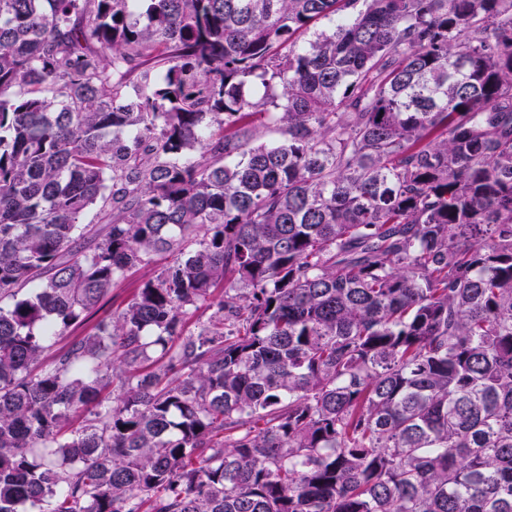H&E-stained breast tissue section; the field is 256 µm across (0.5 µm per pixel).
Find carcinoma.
<instances>
[{"label": "carcinoma", "instance_id": "cac0c4a2", "mask_svg": "<svg viewBox=\"0 0 512 512\" xmlns=\"http://www.w3.org/2000/svg\"><path fill=\"white\" fill-rule=\"evenodd\" d=\"M5 299L0 512H512V0H0ZM163 260H157L147 266L134 269L127 273V275L117 281L112 286V291L105 297V299L96 307L90 314L87 320L74 328H72L65 336H60L55 339V344L51 349L47 350L37 366L36 372L47 369L51 366L53 355L60 349L64 348L68 342L76 336H85L92 331L93 327L103 319L112 317L113 313L120 311L131 298L135 288L151 278L156 277L164 265Z\"/></svg>", "mask_w": 512, "mask_h": 512}]
</instances>
